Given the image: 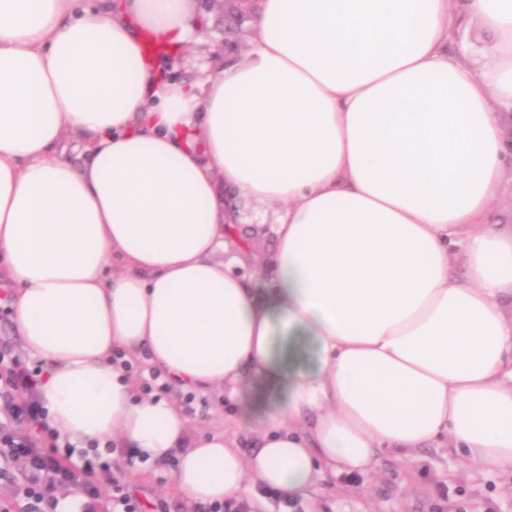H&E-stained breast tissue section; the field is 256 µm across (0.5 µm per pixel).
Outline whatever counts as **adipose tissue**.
<instances>
[{"mask_svg": "<svg viewBox=\"0 0 512 512\" xmlns=\"http://www.w3.org/2000/svg\"><path fill=\"white\" fill-rule=\"evenodd\" d=\"M196 9L0 0V276L48 424L176 457L205 505L385 451L512 474V234L488 224L512 191V0H248L246 59L167 82ZM69 132L88 164L59 157ZM242 201L278 207L266 283L224 239ZM116 349L288 403L247 452L136 396Z\"/></svg>", "mask_w": 512, "mask_h": 512, "instance_id": "obj_1", "label": "adipose tissue"}]
</instances>
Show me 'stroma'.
I'll list each match as a JSON object with an SVG mask.
<instances>
[{
    "mask_svg": "<svg viewBox=\"0 0 512 512\" xmlns=\"http://www.w3.org/2000/svg\"><path fill=\"white\" fill-rule=\"evenodd\" d=\"M236 0H197L204 37L179 61H163L166 79L195 84L223 67L228 56L243 57L252 34L248 15L237 14ZM237 16L233 30L225 20ZM173 399L187 417L192 433H227L243 449L254 448L252 427L266 420L249 399L227 401L217 394L189 395L170 385ZM410 463L393 453L382 454L377 474L354 481L321 475L295 498L293 512H512V477L492 473L460 457L453 449L425 448ZM102 463L138 497L165 503L169 512H198L174 481L168 465L134 463L123 449L103 454Z\"/></svg>",
    "mask_w": 512,
    "mask_h": 512,
    "instance_id": "obj_1",
    "label": "stroma"
}]
</instances>
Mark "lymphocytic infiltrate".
<instances>
[{
    "instance_id": "obj_1",
    "label": "lymphocytic infiltrate",
    "mask_w": 512,
    "mask_h": 512,
    "mask_svg": "<svg viewBox=\"0 0 512 512\" xmlns=\"http://www.w3.org/2000/svg\"><path fill=\"white\" fill-rule=\"evenodd\" d=\"M39 374V369L19 367L0 346V408L7 415L0 423V463L17 467L23 477L15 490L20 512H56L63 490L97 500L102 481L112 485V512H152V504L114 481L108 468L97 470L65 454L69 442L47 424L39 401H16V392L35 391Z\"/></svg>"
}]
</instances>
